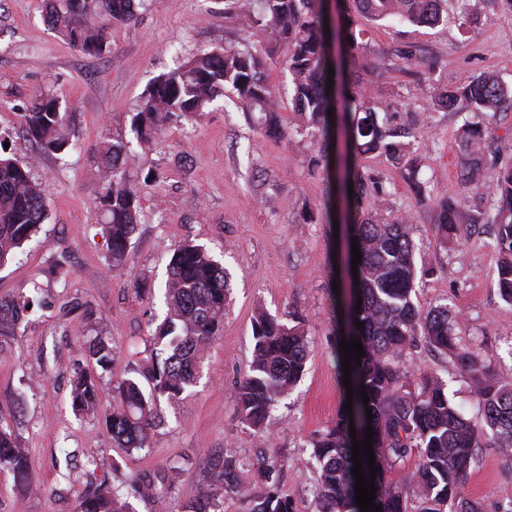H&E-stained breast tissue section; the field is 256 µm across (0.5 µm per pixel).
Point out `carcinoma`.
Listing matches in <instances>:
<instances>
[{
  "instance_id": "carcinoma-1",
  "label": "carcinoma",
  "mask_w": 512,
  "mask_h": 512,
  "mask_svg": "<svg viewBox=\"0 0 512 512\" xmlns=\"http://www.w3.org/2000/svg\"><path fill=\"white\" fill-rule=\"evenodd\" d=\"M373 21H399L434 27L448 21L450 0H354ZM459 27L468 30L492 17L471 8V0H456ZM326 0H224V13L247 18L255 42L244 48L216 45L179 59L177 67L160 75L142 92L130 119L132 138L117 135L98 147L104 194L99 205L101 224L110 245L112 268L127 260L131 236L138 224L140 189L127 176L133 146L150 148L172 118L199 121L223 92L236 97L242 109L268 134L280 132L281 102L264 71L279 50L287 56L292 111L300 117V135L320 141V158L329 160L335 120L328 115L335 90L328 88V68L333 61L325 34ZM147 0H50L47 25L76 50L103 55L111 46L112 28L127 24L146 7ZM336 37L349 48L359 47L363 31L349 15L338 13ZM343 96V118L354 143L388 157L399 168L414 192L424 197L426 185L418 180L410 144L398 140L391 123L398 102H382L366 86L352 78ZM434 103L450 112L467 110L478 116L512 107V87L495 74L472 83L436 92L422 88ZM73 106H62L50 93L40 95L21 114L22 129L44 154H63L72 145L70 117ZM462 180L492 198L494 214H466L465 200L437 204L434 229L442 242L457 224L493 223L499 233L496 249L498 288L512 304V164L486 163V138L477 123H466L457 140ZM350 205L351 237L358 240L361 264L357 265L346 340L359 339L364 350L361 363L351 361V385L359 429L373 428L375 504L382 512H485L463 492L466 471L477 461L481 438L491 435L497 447L512 456V382L500 378L476 349L456 341V316L448 306L428 310L412 299L417 278L414 244L403 218L386 215L387 191L382 182L365 172L353 176ZM373 197V208L362 203ZM47 219L43 186L34 180L30 166L0 157V267L36 235ZM231 284L221 263L202 245L177 246L168 264L164 318L155 331L151 364L137 376L121 380L112 390V412L105 426L112 440L130 450L147 447L148 432L157 416V402L175 400L197 384L199 367L211 342L222 334ZM25 300H0V333L20 330L27 307ZM364 327L355 326V321ZM253 353L249 371L236 383L233 398L242 422L262 435L269 430L271 410L303 377L309 356L304 320L293 316L288 323L260 309L252 322ZM423 345L446 356L471 387L482 412V424L463 417L448 395V383L431 373L409 380L401 361ZM88 356L101 366L112 361L106 341L89 345ZM367 393L363 405L361 393ZM71 401L78 411L97 407L94 377L77 372L71 381ZM372 408L367 419L365 407ZM349 413H338L333 426L311 442L310 461L315 466L318 512H360L353 473ZM415 470L401 481L391 474L411 458ZM209 476L208 488L189 504L186 512H216V496L237 483L243 464L234 453L218 448L192 462ZM280 468L258 463L256 476L266 486L257 503L246 502L243 512H294L277 491ZM14 484L26 486L31 461L0 423V473ZM152 500L163 508V499L152 476L116 486L101 482L96 491L80 498L77 512H133L129 498Z\"/></svg>"
}]
</instances>
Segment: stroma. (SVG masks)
Returning <instances> with one entry per match:
<instances>
[{
  "mask_svg": "<svg viewBox=\"0 0 512 512\" xmlns=\"http://www.w3.org/2000/svg\"><path fill=\"white\" fill-rule=\"evenodd\" d=\"M478 5L493 20L466 34L452 22L388 25L351 10L365 40L363 49L350 51L351 67L375 96L400 102L395 122L414 134L413 156L428 200H418L385 156L358 152L354 159L387 187L388 215L405 216L410 225L427 268L416 284V304L451 307L459 315L460 340L512 380V304L496 287L494 226L461 225L446 243L433 229V200L463 195L469 213L490 210L489 197L467 193L461 184L457 132L474 115L434 109L417 91L429 75L442 89L490 72L512 85V0ZM44 13L45 0H0V145L31 163L48 197L39 234L0 268V299L38 296L44 302L19 332L0 336V423L28 449L38 486L34 492L1 489L0 512H76L79 498L102 480L117 484L174 466L180 472L164 504L166 512H183L209 485L204 473L185 468V460L213 448L245 463L237 486L219 498L221 512H242L244 496H264L254 471L262 459L280 465L278 492L295 512H317L310 443L334 423L347 390L335 358L342 316L333 288L339 231L324 219L299 221L304 208L322 203L329 186L314 140L297 134L299 118L290 107L281 110L283 136L269 137L225 96L199 122L171 123L129 163L130 179L142 185L140 221L127 268L112 270L99 218L100 142L128 130L140 94L175 67V49L240 46L253 41V30L244 18L225 13L222 0H149L135 22L113 31L109 52L91 57L60 39ZM409 50L417 60L399 71L397 62ZM42 91L76 106L74 146L59 158L41 155L21 128V113ZM151 169L162 180L143 185ZM186 241L206 246L228 270L232 301L222 336L204 356L199 384L179 399L160 401L148 448L131 451L113 442L102 413L112 407L115 385L148 363L164 315L167 264ZM260 304L281 318L301 315L310 347L304 377L278 403L264 435L240 421L232 398L252 358V317ZM98 338L113 349L104 367L87 355ZM403 367L448 379L454 405L480 422L470 387L457 380L446 357L420 347ZM78 371L94 376L101 415L74 411L71 379ZM464 491L487 512H512V457L483 442Z\"/></svg>",
  "mask_w": 512,
  "mask_h": 512,
  "instance_id": "35a3bbf8",
  "label": "stroma"
}]
</instances>
